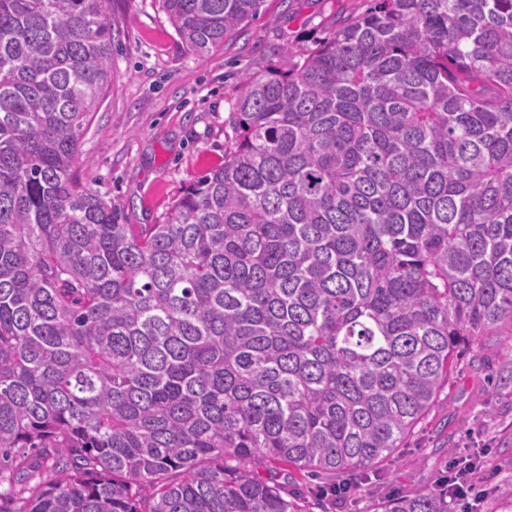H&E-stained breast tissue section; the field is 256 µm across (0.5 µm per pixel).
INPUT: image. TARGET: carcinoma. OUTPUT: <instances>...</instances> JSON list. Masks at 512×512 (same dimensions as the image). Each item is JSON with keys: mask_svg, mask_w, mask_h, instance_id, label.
Segmentation results:
<instances>
[{"mask_svg": "<svg viewBox=\"0 0 512 512\" xmlns=\"http://www.w3.org/2000/svg\"><path fill=\"white\" fill-rule=\"evenodd\" d=\"M107 0H0V512H309L512 322V0H372L248 75L161 224L73 166ZM186 48L262 0H160ZM382 512H448L435 491Z\"/></svg>", "mask_w": 512, "mask_h": 512, "instance_id": "1", "label": "carcinoma"}]
</instances>
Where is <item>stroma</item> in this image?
I'll return each mask as SVG.
<instances>
[{
	"label": "stroma",
	"mask_w": 512,
	"mask_h": 512,
	"mask_svg": "<svg viewBox=\"0 0 512 512\" xmlns=\"http://www.w3.org/2000/svg\"><path fill=\"white\" fill-rule=\"evenodd\" d=\"M365 0H262L223 45L199 56L177 36L159 0H108L112 76L84 126L78 180L128 224L162 223L183 190L222 163L234 136L244 73L300 59ZM475 463L484 512H512V324L463 350L433 408L378 469L358 473L343 500L317 505L319 480L266 472L312 512H377L388 495L437 490L455 463Z\"/></svg>",
	"instance_id": "1"
}]
</instances>
